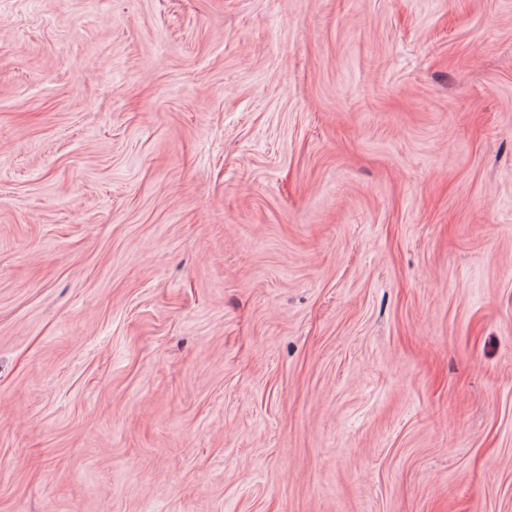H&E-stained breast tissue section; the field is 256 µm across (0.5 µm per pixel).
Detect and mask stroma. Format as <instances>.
<instances>
[{
	"instance_id": "35a3bbf8",
	"label": "stroma",
	"mask_w": 512,
	"mask_h": 512,
	"mask_svg": "<svg viewBox=\"0 0 512 512\" xmlns=\"http://www.w3.org/2000/svg\"><path fill=\"white\" fill-rule=\"evenodd\" d=\"M0 512H512V0H0Z\"/></svg>"
}]
</instances>
